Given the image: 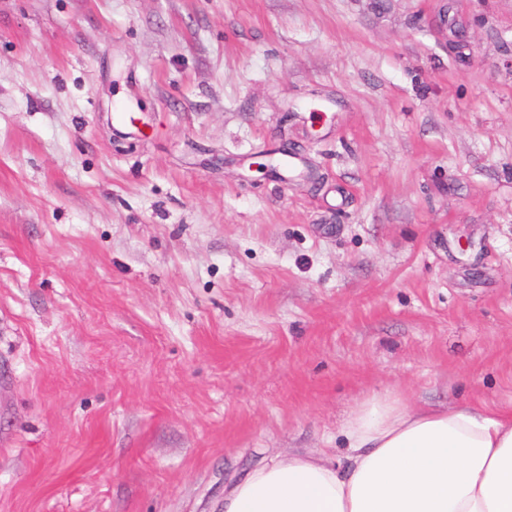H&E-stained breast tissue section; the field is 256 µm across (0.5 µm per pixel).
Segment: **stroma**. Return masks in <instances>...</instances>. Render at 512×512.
Listing matches in <instances>:
<instances>
[{
    "mask_svg": "<svg viewBox=\"0 0 512 512\" xmlns=\"http://www.w3.org/2000/svg\"><path fill=\"white\" fill-rule=\"evenodd\" d=\"M388 390L512 409V0H0V512H216Z\"/></svg>",
    "mask_w": 512,
    "mask_h": 512,
    "instance_id": "stroma-1",
    "label": "stroma"
}]
</instances>
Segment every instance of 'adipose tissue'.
<instances>
[{
	"label": "adipose tissue",
	"mask_w": 512,
	"mask_h": 512,
	"mask_svg": "<svg viewBox=\"0 0 512 512\" xmlns=\"http://www.w3.org/2000/svg\"><path fill=\"white\" fill-rule=\"evenodd\" d=\"M342 436L348 465L274 457L225 493L224 512H512V411L375 393Z\"/></svg>",
	"instance_id": "ef3b65f1"
}]
</instances>
